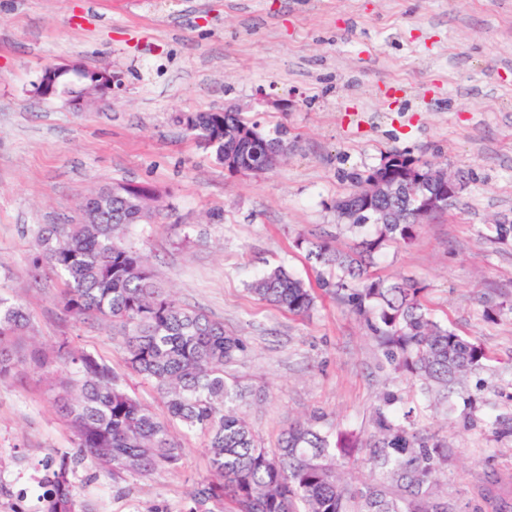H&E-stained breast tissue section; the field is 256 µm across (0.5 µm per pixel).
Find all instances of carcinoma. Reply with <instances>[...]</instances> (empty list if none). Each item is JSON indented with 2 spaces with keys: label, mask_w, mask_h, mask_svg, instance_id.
<instances>
[{
  "label": "carcinoma",
  "mask_w": 512,
  "mask_h": 512,
  "mask_svg": "<svg viewBox=\"0 0 512 512\" xmlns=\"http://www.w3.org/2000/svg\"><path fill=\"white\" fill-rule=\"evenodd\" d=\"M213 115L195 113L188 132L205 142L216 159L239 158L262 176L267 152L288 151V141L268 137L240 112L224 113V140H209ZM396 172L420 167L408 152L393 151ZM144 192L126 183L92 200L100 223L39 226L30 254L35 275L61 282L60 303L78 320L97 319L117 330L126 368L156 389L168 418L131 393L112 364L63 339L50 351L33 343V315L18 300L0 292V381L23 365L41 370L61 366L50 400L66 422L72 448L43 463L40 512H85L74 478L78 470L105 472L117 480L174 471L183 448L171 432L180 425L206 439L210 475L198 479L181 512H449L439 475L447 445L437 435L420 433L412 411L397 410L399 398L385 393L374 408L375 433L360 448L385 482L356 488L340 472L332 433L317 427L319 417L290 426L278 447L265 448L242 412L245 393L228 368L247 349L225 332L224 324L180 303L159 287L144 258L121 233L143 215ZM407 191L379 209L341 220L361 236L348 250L325 240L298 239L319 266V288L363 319L386 360L415 376L434 405L462 388L464 379L484 365L478 344L435 320L421 300L423 287L410 281L374 277V256L389 242L413 239L423 219L392 224L386 210L414 207ZM374 233L366 234L368 225ZM250 291L261 301L296 316L314 310L311 286L277 267L256 277Z\"/></svg>",
  "instance_id": "obj_1"
}]
</instances>
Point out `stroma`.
I'll return each mask as SVG.
<instances>
[{
	"label": "stroma",
	"mask_w": 512,
	"mask_h": 512,
	"mask_svg": "<svg viewBox=\"0 0 512 512\" xmlns=\"http://www.w3.org/2000/svg\"><path fill=\"white\" fill-rule=\"evenodd\" d=\"M68 62L122 73L111 104L74 112L36 96L42 69ZM261 95L268 105H255ZM235 104L250 105L266 134L286 130L288 158L274 171L229 174L172 120ZM392 149L470 178L455 206L411 242L388 244L372 272L418 282L435 319L488 351L465 381L484 388L471 411L457 395L452 411L431 405L340 301L318 294L299 317L248 290L278 265L314 284L297 239L352 247L333 209L351 189L343 175ZM118 183L157 192L153 220L124 235L157 283L246 340L233 374L254 393L244 410L265 447L315 413L322 429L369 439L390 389L417 429L448 440L451 512L485 487L512 503V437L484 426L512 414V237L491 231L512 219V0H0V291L30 309L36 342L65 337L97 353L161 416L111 327L69 316L59 282L35 280L29 264L37 225L78 222L84 196ZM53 379L25 369L0 382V483L20 488L70 447L48 399ZM180 443L176 471L120 483L79 471L83 502L91 512H179L210 471L203 436Z\"/></svg>",
	"instance_id": "obj_1"
}]
</instances>
